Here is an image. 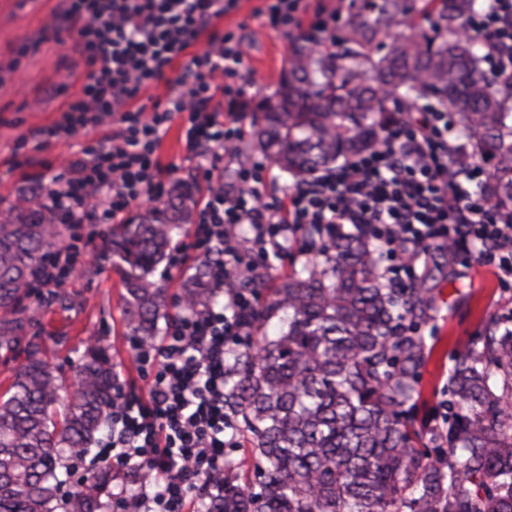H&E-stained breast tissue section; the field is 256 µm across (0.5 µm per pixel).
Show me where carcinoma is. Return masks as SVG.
<instances>
[{
	"mask_svg": "<svg viewBox=\"0 0 512 512\" xmlns=\"http://www.w3.org/2000/svg\"><path fill=\"white\" fill-rule=\"evenodd\" d=\"M481 0H376L346 15L339 51L297 47L256 131V147L300 185L376 145L380 127L434 100L455 114L469 152L491 167L486 196L512 206V85L483 68L457 32ZM193 185L128 224L103 251L122 274L127 335L152 340L165 289L153 275L190 216ZM67 225L41 183L0 209V349L26 335L31 278ZM308 242L323 256L288 276L251 314L254 335L231 361L224 407L250 433L254 482L224 479L208 512H512V315L490 316L448 370V434L432 433L421 380L431 348L421 328L440 310L438 279L453 246L414 282L385 283L379 246L358 228ZM184 297L215 295L200 269ZM27 344L0 395V512H103L112 466L98 460L114 365L90 343L62 411L61 373ZM92 457L89 475L76 462Z\"/></svg>",
	"mask_w": 512,
	"mask_h": 512,
	"instance_id": "cac0c4a2",
	"label": "carcinoma"
}]
</instances>
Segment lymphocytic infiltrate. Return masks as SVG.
Listing matches in <instances>:
<instances>
[{
  "label": "lymphocytic infiltrate",
  "instance_id": "1",
  "mask_svg": "<svg viewBox=\"0 0 512 512\" xmlns=\"http://www.w3.org/2000/svg\"><path fill=\"white\" fill-rule=\"evenodd\" d=\"M66 21L79 27L86 72L82 92L69 100L48 137L70 139L91 124H110V136L66 159L67 177L52 190L72 233L41 264L37 297L64 287L102 227L131 203L167 195L173 166L162 164L161 135L185 118V148L204 159L198 177L213 178V164L234 155L255 106L239 79L244 50L217 23L241 0H64ZM265 25L321 47L341 15L336 0H263L253 10ZM465 33L484 37L490 72L512 83V0H485ZM165 85L164 99L140 104V92ZM454 119L431 106L403 113L379 143L342 169L267 199L269 159L238 169L232 187L216 186L170 252L183 269L204 260L213 304L179 306L158 341L140 343L134 360L149 377L146 396L117 392L112 426L99 450L124 482L115 495L121 512H194L211 490L224 488V451L242 435L224 410L228 362L246 336L257 289L273 262L287 259L303 229L332 235L337 226L362 228L388 261L389 287L416 279L447 240L458 252L477 254L498 284L512 287V212L484 197L486 170L451 164L462 152Z\"/></svg>",
  "mask_w": 512,
  "mask_h": 512
}]
</instances>
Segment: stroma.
<instances>
[{"mask_svg":"<svg viewBox=\"0 0 512 512\" xmlns=\"http://www.w3.org/2000/svg\"><path fill=\"white\" fill-rule=\"evenodd\" d=\"M259 0H244L241 9L220 20L221 31L239 38L246 49L242 75L251 80L258 101L270 98L288 68L294 44L284 34L264 26L252 15ZM60 0H0V202H11L18 189L60 174L58 158L77 152L85 144L107 135V128L88 125L71 139H46L40 132L61 117L64 104L81 92L84 60L77 49L75 28L61 24L56 37L44 36L55 19ZM182 119H175L163 136L158 155L174 165V178L194 180L198 158L185 149ZM28 137L25 153L30 162L6 175L16 141ZM452 280H441V310L435 322L423 327L435 343L421 380L424 399L436 403L447 386L453 357L473 336L479 335L489 316L512 313V288L497 285L476 258L459 257ZM122 277L111 260L94 250L83 258L82 271L57 295L31 299L27 328L42 358L62 367L73 378L87 343L109 345L115 372L127 392L143 396L147 382L133 361V342L123 324Z\"/></svg>","mask_w":512,"mask_h":512,"instance_id":"stroma-1","label":"stroma"}]
</instances>
